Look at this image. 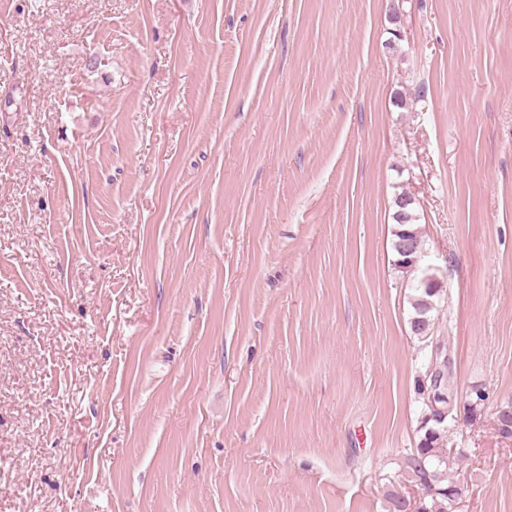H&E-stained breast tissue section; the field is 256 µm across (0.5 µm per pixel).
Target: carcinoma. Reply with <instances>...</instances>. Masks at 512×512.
<instances>
[{"label": "carcinoma", "mask_w": 512, "mask_h": 512, "mask_svg": "<svg viewBox=\"0 0 512 512\" xmlns=\"http://www.w3.org/2000/svg\"><path fill=\"white\" fill-rule=\"evenodd\" d=\"M394 213L392 219L395 224L393 249L396 254V265L400 268L408 267L399 246L404 240H410L415 246L414 259H419L423 240L418 227H416L415 199L406 191L395 195L393 199ZM416 288L420 296L414 303L415 316L410 325L412 333L424 339L428 336L430 318L428 313L433 309V297L439 295L440 285L431 275H425L417 282ZM440 406L444 414L442 419L435 417L431 409L421 419L420 429L424 431L418 447L406 458V472L411 481L422 486L424 499L421 512H453L455 500L448 495V489L455 482L448 477L452 467L448 466L449 450L444 448L448 422L456 420L453 414V400L445 398Z\"/></svg>", "instance_id": "carcinoma-1"}]
</instances>
